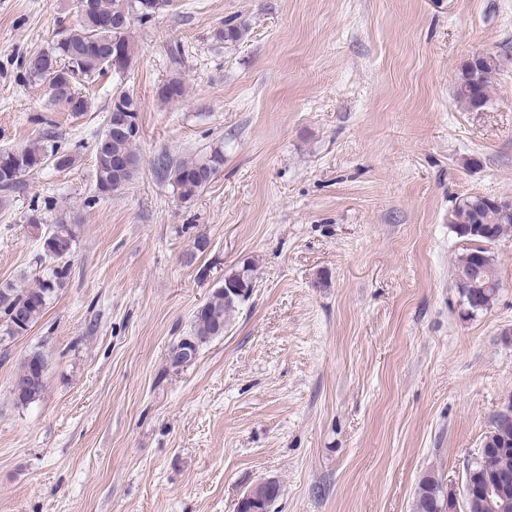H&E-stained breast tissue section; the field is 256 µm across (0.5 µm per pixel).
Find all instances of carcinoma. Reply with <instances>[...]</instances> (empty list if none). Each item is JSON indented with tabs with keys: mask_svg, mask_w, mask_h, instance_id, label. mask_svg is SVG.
<instances>
[{
	"mask_svg": "<svg viewBox=\"0 0 512 512\" xmlns=\"http://www.w3.org/2000/svg\"><path fill=\"white\" fill-rule=\"evenodd\" d=\"M88 9L80 13L77 27L47 49L31 54L25 62L27 76L52 86L56 79L71 83L76 77L87 78L105 70H128L134 51L128 38L130 25L113 28L108 21L119 8L134 15L139 22H148L172 0H87ZM247 33L244 23L224 22L215 32V38L224 43H235ZM497 69L493 55L474 56L465 61L459 70L455 96L467 109L477 111L488 102V87L491 75ZM186 87L183 79L172 75L161 83L157 99L170 103L184 98ZM52 102L67 112L81 115L90 108L88 98L72 88L69 99ZM129 112H139L132 94L120 90L113 94L112 104L106 116L104 130L97 141L96 188L101 194H110L127 186L137 172L138 166L127 168L122 160L132 157L140 162L137 142L125 136L121 122ZM17 159L9 153H0V188L12 190L17 187L30 171L42 167L51 159H59L61 168L67 169L75 163V157L58 145L56 137L45 134L43 138L19 149ZM166 176L185 201L204 189L224 166V150L216 148L205 156L170 166L160 160ZM448 224L457 236L470 243L483 241L482 235L489 234L499 239L512 232V208L505 210L498 204V198L491 196H466L455 200L448 212ZM78 226L60 219L50 225L43 237V258L59 261L51 275L40 280L35 288H16L6 284L0 288V314L5 318L6 334L15 336L18 330H27L44 315L49 300L66 279L69 266L64 260L70 257L76 243ZM480 248L467 247L456 259L454 278L468 276V285L461 294L470 309L478 312L488 309L497 299L499 283L497 265L492 252L479 257ZM252 272L245 263L235 271L224 275V286L214 290L195 313L191 334L172 346V362L175 365L188 363L198 356L200 348L212 339L224 335L234 313L249 299L252 293ZM48 370L44 352L35 350L21 363L20 370L12 383V394L16 403L27 406L40 399ZM508 444L500 430L492 427L483 438L469 470V477L479 492V497L466 505V512H512V502L499 510V497L495 490V479L507 476L512 479V430L507 432ZM280 496L277 482H259L252 488V497L241 504L238 512H270ZM455 503L451 492L434 477H427L419 485L415 512H453Z\"/></svg>",
	"mask_w": 512,
	"mask_h": 512,
	"instance_id": "1",
	"label": "carcinoma"
}]
</instances>
